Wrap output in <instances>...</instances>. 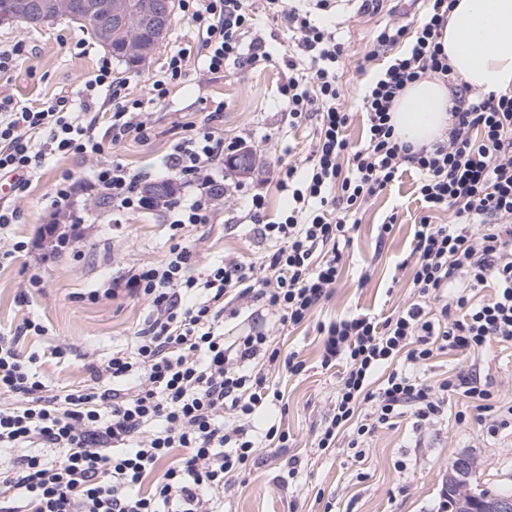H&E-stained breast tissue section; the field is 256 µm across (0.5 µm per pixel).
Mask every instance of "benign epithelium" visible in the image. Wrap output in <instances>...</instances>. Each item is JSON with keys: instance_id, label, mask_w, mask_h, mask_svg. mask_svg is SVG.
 <instances>
[{"instance_id": "1", "label": "benign epithelium", "mask_w": 512, "mask_h": 512, "mask_svg": "<svg viewBox=\"0 0 512 512\" xmlns=\"http://www.w3.org/2000/svg\"><path fill=\"white\" fill-rule=\"evenodd\" d=\"M175 0H110L108 10L97 12L95 0H83L82 15L79 21L93 19L99 35L107 42L117 38L137 53L144 52L139 47L140 24L147 23L155 31V38L163 39L174 14ZM71 0H15V10L0 15V22L29 21L39 14L72 15ZM471 460L457 458L448 472V489L453 490L462 484L470 486ZM461 512H512V498L509 496L478 495L469 489L462 501Z\"/></svg>"}]
</instances>
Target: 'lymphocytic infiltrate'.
<instances>
[{"mask_svg":"<svg viewBox=\"0 0 512 512\" xmlns=\"http://www.w3.org/2000/svg\"><path fill=\"white\" fill-rule=\"evenodd\" d=\"M452 7L453 0H430L416 26L393 21L375 31L372 49L356 62L358 73L374 74L361 99L358 145L346 135L352 115L339 86L347 49L330 23L286 0H180L198 44L170 54L150 77L147 99L129 97L106 57L85 79L81 103L60 94L34 108L0 98V177L13 178L15 195L28 190L46 156L97 160L83 186L62 173L43 202L50 221L40 235L56 253L85 221L74 206L80 190L102 200L117 224L156 207L175 232L212 222L223 201L214 171L239 152L237 142L204 125L187 129L167 156L179 189L163 200L144 194L139 174L105 154L132 135L148 140L146 101L165 100L192 55L213 74L229 61L269 60L256 17L292 32L283 85L289 123L315 122L306 170L288 167L278 181L287 213L270 221L262 195L247 203L250 223L275 244L260 268L230 260L195 277L196 252L175 240L160 263L89 293L94 301L125 290L147 300L152 316L131 347L92 367L88 384L54 394L18 351L17 337L0 336V397L17 401L0 408V449L17 451L0 457V512H217L225 485L255 465L261 444L288 445L278 428L261 440L252 432L256 414L280 398L266 368L281 362L294 375L306 368L298 352L281 356L264 332L225 339V307L251 299L281 326L305 324L340 278L339 244L357 229L360 211L409 170L426 211L409 246L413 299L385 317L358 313L318 325L321 366L340 370L318 446L343 440L362 459L379 429L406 416L415 427L432 425L454 395L463 400L459 420L476 419L490 436L512 428V401L496 399L479 371L426 375L441 353L512 343V92L484 95L454 76L438 42ZM431 73L448 80L451 128L447 139L415 149L398 141L391 108ZM103 91L112 112L102 130L94 107ZM447 211L451 223H432V214ZM62 218L69 230L58 229ZM488 285L493 295L475 300L474 289ZM151 475L155 483L143 490Z\"/></svg>","mask_w":512,"mask_h":512,"instance_id":"lymphocytic-infiltrate-1","label":"lymphocytic infiltrate"}]
</instances>
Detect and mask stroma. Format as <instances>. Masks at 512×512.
Wrapping results in <instances>:
<instances>
[{"mask_svg":"<svg viewBox=\"0 0 512 512\" xmlns=\"http://www.w3.org/2000/svg\"><path fill=\"white\" fill-rule=\"evenodd\" d=\"M331 19L337 37L347 47L348 59L341 77L344 104L355 117L348 129L352 143H359L362 119L359 99L367 76L356 73L354 61L371 44L375 30L392 21L389 7L364 13L354 0H337ZM271 53L270 60L251 66L226 64L223 73L210 74L202 57L192 56L182 84L166 100L148 105L152 132L148 140L128 137L111 149V159L126 164L150 180L167 178L164 157L180 137L183 126L209 123L225 140L245 138L255 157L247 173L221 166L216 179L225 191L224 206L212 223L185 228L183 239L197 253L194 274L210 263L233 257L260 265L271 248L255 225L247 223L245 193H262L270 215L288 207L277 188L279 174L288 165L300 164L313 135V124H288L287 101L281 94L288 71L284 55L288 32L281 22L264 19L257 27ZM25 41L30 53L18 63L10 81H0V97L10 95L41 106L56 93L79 95L83 81L93 73L103 48L89 34L67 19L38 28L22 23L0 24V43ZM193 34L182 14H175L166 39L137 66L113 62L112 75L123 81L134 98H146L148 80L164 65L167 56L192 43ZM96 160L54 158L45 162L28 193L10 197L20 213L13 232L32 244L28 254L0 267V331L12 332L24 319L39 320L45 335L22 337L23 356L34 357L38 371L51 389L75 387L90 380L91 366L103 363L113 349L132 344L136 332L150 317L144 299L126 295L86 300V293L103 282L123 277L130 269L159 262L168 252L172 231L164 212L153 209L115 225L111 215L86 195H77L76 209L85 216L70 247L49 254L39 231L46 222L40 202L58 175L68 171L82 180ZM244 194H234L238 182ZM415 174L403 177L366 205L360 226L343 249L344 269L330 298L314 315L315 322L285 332L274 318L258 316L253 306L231 303L224 316V333L232 337L252 329L265 331L281 353L300 351L307 370L292 376L273 373L272 380L284 394L282 404L269 406L255 421L257 430L281 426L288 434L284 448H267L247 475L224 488V512H436L448 467L459 457L473 463L472 486L512 493V432L489 437L475 421L459 422L458 398L431 426L417 429L411 418L379 430L369 443L365 460L355 461L351 450L316 448L319 429L328 419L336 395V371L319 363L320 337L315 325L351 313L370 310L388 314L410 302L411 272L401 266L409 241L423 214L415 195ZM396 216L392 235L378 239L377 226ZM41 271L43 285L28 287L33 271ZM63 357H56L55 349ZM477 366L498 396L512 400V345L491 342L481 352L464 357L442 354L428 371L435 378ZM299 462L293 480H285L289 458ZM404 469H396V462Z\"/></svg>","mask_w":512,"mask_h":512,"instance_id":"stroma-1","label":"stroma"}]
</instances>
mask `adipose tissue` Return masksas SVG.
Wrapping results in <instances>:
<instances>
[{"label": "adipose tissue", "instance_id": "1", "mask_svg": "<svg viewBox=\"0 0 512 512\" xmlns=\"http://www.w3.org/2000/svg\"><path fill=\"white\" fill-rule=\"evenodd\" d=\"M439 42L464 83L488 93L512 90V0H454ZM448 105L442 81L408 85L392 106L399 140L419 147L445 139Z\"/></svg>", "mask_w": 512, "mask_h": 512}]
</instances>
